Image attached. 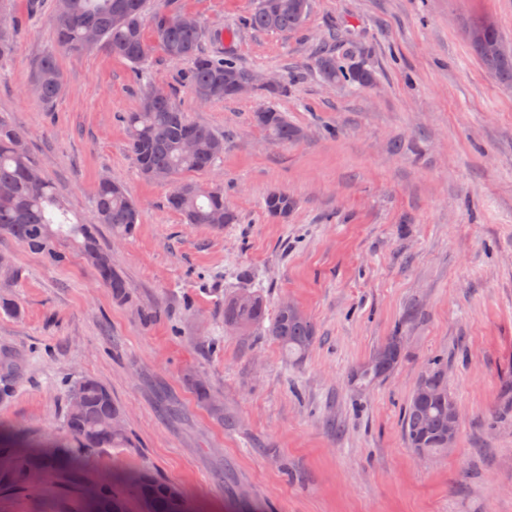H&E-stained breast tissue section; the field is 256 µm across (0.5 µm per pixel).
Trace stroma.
<instances>
[{
  "instance_id": "obj_1",
  "label": "stroma",
  "mask_w": 512,
  "mask_h": 512,
  "mask_svg": "<svg viewBox=\"0 0 512 512\" xmlns=\"http://www.w3.org/2000/svg\"><path fill=\"white\" fill-rule=\"evenodd\" d=\"M19 21L0 63V116L21 132L43 177L83 219L97 182H120L138 229L97 228L129 298L113 299L77 245L49 264L0 233V360L13 367L0 426L58 437L66 383L90 376L125 412L127 448H103L79 470L22 481L0 466V512H88L117 471L174 483L192 512H512V89L473 52L465 25L485 17L512 41V0H312L296 31L243 27L256 0H148L142 69L105 47L55 49L56 0H11ZM194 16L210 55L233 54L285 90L199 103L189 62H172L152 19ZM346 32L373 70L370 88L323 83L314 49ZM56 52L65 89L51 105L31 90L32 65ZM171 92L187 116L224 139L195 181L223 187L237 221L215 232L168 206L170 184L143 177L124 113L138 81ZM274 106L304 139L270 140L253 121ZM296 206L272 217L265 197ZM261 290L299 304L318 340L289 363L267 337L224 329V297ZM404 329L402 359L369 387L353 376ZM448 367L460 408L456 444L421 458L401 421L433 360ZM236 416L227 428L200 404L185 372ZM295 206V200L286 191L270 192L265 198V207L269 214L285 217Z\"/></svg>"
}]
</instances>
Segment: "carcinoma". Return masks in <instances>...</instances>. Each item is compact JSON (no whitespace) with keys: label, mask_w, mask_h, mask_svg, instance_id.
<instances>
[{"label":"carcinoma","mask_w":512,"mask_h":512,"mask_svg":"<svg viewBox=\"0 0 512 512\" xmlns=\"http://www.w3.org/2000/svg\"><path fill=\"white\" fill-rule=\"evenodd\" d=\"M65 0L55 7L49 29L53 42L72 52L85 50L88 30L99 32V44L117 57L138 68L145 62L150 47L144 40L146 0ZM311 8L310 0H258L244 25L255 30L288 32L302 25ZM172 15L155 18L156 37L166 56L175 62L189 60L186 81L195 96L207 101H220L239 96L235 83H245L254 70L242 66L230 54L213 57L202 49L203 30L200 23L186 18L177 26ZM18 21L11 18L9 27L0 28V60L12 50V38ZM502 41L498 30L483 23L473 33V47L486 71L505 86L512 85V56L498 52ZM315 66L324 83L368 87L376 82L372 70L351 49L341 53L324 50L315 56ZM30 84L34 94L45 105L64 89V75L55 53L42 56L31 68ZM149 86L140 88L135 111L123 117L129 134V151L140 173L150 179L170 182L174 189L168 198L170 208L181 213L187 223L206 226L216 232L224 225L236 223V215L224 201V190L185 178L188 173L211 170L224 154V138L209 127L191 121L172 97L163 101L148 98ZM255 123L279 143H290L303 137V130L290 122L277 109L265 107L254 114ZM36 165L29 156L24 137L0 118V232L14 237L23 247L42 254L52 264L66 260L54 247L59 236L82 238L80 243L86 261L100 284L112 297L126 300L127 284L112 265V253L96 240L94 225L110 226L112 235L128 238L137 231L139 214L124 188L110 178L101 179L94 193L93 223L78 218L62 202L54 187L45 179L31 178ZM295 206L286 191L270 192L265 198L269 214L285 217ZM224 327L243 336L257 331L272 338L288 359H302L317 341V330L304 311L293 315L277 309L267 318V301L251 288H241L224 297ZM402 326L381 346L373 357L356 372V380L369 386L387 376L401 356ZM428 395L411 394L403 414V439L408 448H423L436 456L448 452L444 440L448 436V375L443 362L433 361L422 373ZM199 401L227 427L235 425L233 416L217 406L209 387L200 379L187 377ZM68 410L62 424L64 437L49 452L33 458L11 447L0 431V449L11 454L9 465L20 479L30 478L36 471L53 468L74 469L100 448H120L127 444L123 411L112 399L110 391L89 376L68 383ZM132 485L150 512H180L187 504L170 483L144 472ZM101 512H125V497L112 483L99 488Z\"/></svg>","instance_id":"1"}]
</instances>
